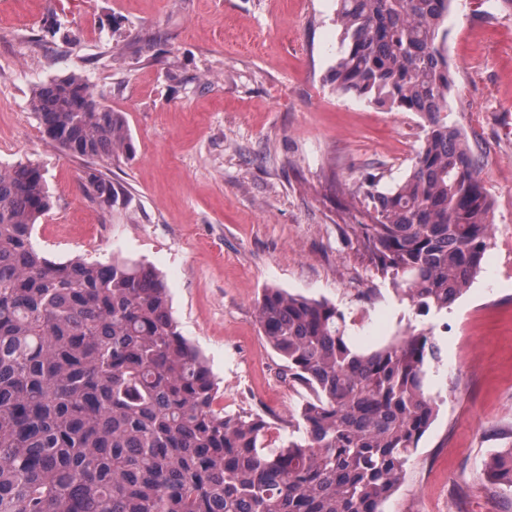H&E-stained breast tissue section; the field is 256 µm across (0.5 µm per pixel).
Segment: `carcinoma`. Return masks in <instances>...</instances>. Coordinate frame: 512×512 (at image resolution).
Returning <instances> with one entry per match:
<instances>
[{
    "label": "carcinoma",
    "instance_id": "carcinoma-1",
    "mask_svg": "<svg viewBox=\"0 0 512 512\" xmlns=\"http://www.w3.org/2000/svg\"><path fill=\"white\" fill-rule=\"evenodd\" d=\"M451 2L338 0L336 10V91L425 121L410 174L366 190L368 221L351 226L417 316L467 292L493 230L478 165L448 123ZM30 108L85 162L90 198L125 203L101 170L132 148L123 113L75 72L36 85ZM52 207L39 163L0 167V512H384L439 411L429 373L441 348L429 333L409 323L366 349L335 305L265 289L259 328L309 393L298 435L271 448L263 420L216 406V383L152 267L57 262L36 247ZM487 467L512 489V448Z\"/></svg>",
    "mask_w": 512,
    "mask_h": 512
}]
</instances>
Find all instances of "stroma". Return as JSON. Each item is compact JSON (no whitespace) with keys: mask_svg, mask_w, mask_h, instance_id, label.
Returning <instances> with one entry per match:
<instances>
[{"mask_svg":"<svg viewBox=\"0 0 512 512\" xmlns=\"http://www.w3.org/2000/svg\"><path fill=\"white\" fill-rule=\"evenodd\" d=\"M448 121L481 161L495 224L483 271L447 313L414 318L442 350L441 404L385 512H512L485 464L512 447V10L454 0L445 22ZM51 26L55 37L32 36ZM336 0H0V165L39 162L54 196L34 241L55 261L120 255L154 266L182 335L205 357L225 413L259 417L279 446L302 388L259 330L279 288L345 312L361 346L408 310L375 276L351 224L362 186L409 174L422 120L338 93ZM81 73L124 113L130 155L106 164L128 193L107 211L83 161L46 139L32 88Z\"/></svg>","mask_w":512,"mask_h":512,"instance_id":"stroma-1","label":"stroma"}]
</instances>
